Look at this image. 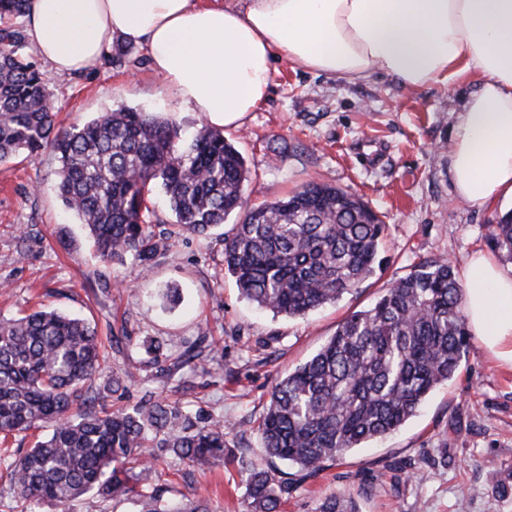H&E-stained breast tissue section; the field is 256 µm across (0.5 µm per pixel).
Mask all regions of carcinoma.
Listing matches in <instances>:
<instances>
[{
  "mask_svg": "<svg viewBox=\"0 0 512 512\" xmlns=\"http://www.w3.org/2000/svg\"><path fill=\"white\" fill-rule=\"evenodd\" d=\"M28 0H0V162L21 152L55 153L58 195L85 226L100 258L127 255L149 264L159 249L147 196L164 193L174 235H206L232 215L224 271L241 295L277 315L300 317L331 304L373 274L385 224L360 197L309 182L289 197L244 207L249 169L224 131L202 125L188 140L176 123L121 108L63 129L41 66L29 46ZM492 238L512 260V211ZM463 291L446 259L393 280L373 307L345 318L309 360L278 379L259 425L266 455L304 475L414 416L452 379L469 349ZM200 339L165 356L177 370L204 352ZM106 355L97 328L58 309L0 316V444L43 423L52 433L0 457L22 512L47 501L126 496L139 512H211L197 497L180 502L138 483L136 470L165 461L163 451L200 470L224 464L227 426L199 425L176 402L151 398L129 411L99 407L101 393L135 375L101 378ZM287 486L251 468L247 512H278ZM316 512H358L336 493Z\"/></svg>",
  "mask_w": 512,
  "mask_h": 512,
  "instance_id": "carcinoma-1",
  "label": "carcinoma"
}]
</instances>
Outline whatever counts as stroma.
Segmentation results:
<instances>
[{
    "mask_svg": "<svg viewBox=\"0 0 512 512\" xmlns=\"http://www.w3.org/2000/svg\"><path fill=\"white\" fill-rule=\"evenodd\" d=\"M47 78L64 127L121 105L171 117L184 136L203 121L170 103L139 47L122 64ZM478 89L469 75L410 91L383 74L350 82L274 62L266 100L243 127L225 132L250 170L248 205L315 181L359 195L385 224L380 268L336 304L296 318L258 309L225 274L222 238L236 216L208 237L180 236L150 266L131 256L106 263L58 197L51 149L0 163V315L47 307L95 324L112 344L106 374L138 373L137 382L107 394V406L131 409L151 395L181 402L201 422L230 426L223 466L204 473L172 456L166 467L141 473L142 484L163 488L165 497L246 512L255 465L287 482L282 512H315L339 491L359 512H512V493L486 477L490 466H512V368L475 340L456 376L415 416L318 476L269 462L257 432L277 379L309 360L347 315L372 307L390 280L443 258L461 275L473 252L494 253L492 228L512 202L479 207L456 197L448 158L457 114ZM168 286L179 288L177 304L163 305L159 291ZM200 336L213 352L174 374L146 351L158 340L170 353Z\"/></svg>",
    "mask_w": 512,
    "mask_h": 512,
    "instance_id": "35a3bbf8",
    "label": "stroma"
}]
</instances>
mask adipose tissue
Segmentation results:
<instances>
[{
  "label": "adipose tissue",
  "instance_id": "obj_1",
  "mask_svg": "<svg viewBox=\"0 0 512 512\" xmlns=\"http://www.w3.org/2000/svg\"><path fill=\"white\" fill-rule=\"evenodd\" d=\"M26 22L59 74L96 66L115 40L141 44L175 105L218 128L265 100L279 56L416 89L474 76L450 142L454 191L480 207L512 197V0H29ZM464 289L470 333L512 366V267L476 252Z\"/></svg>",
  "mask_w": 512,
  "mask_h": 512
}]
</instances>
